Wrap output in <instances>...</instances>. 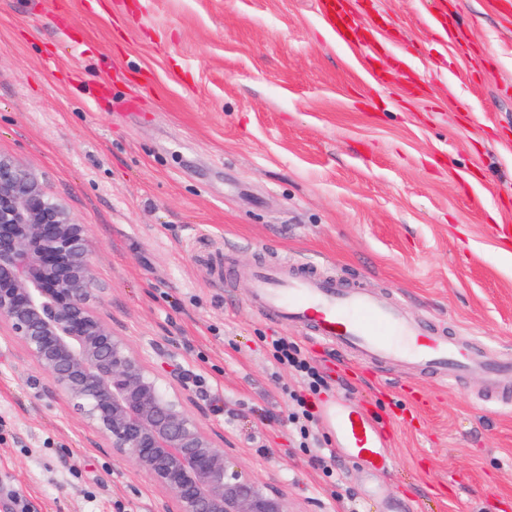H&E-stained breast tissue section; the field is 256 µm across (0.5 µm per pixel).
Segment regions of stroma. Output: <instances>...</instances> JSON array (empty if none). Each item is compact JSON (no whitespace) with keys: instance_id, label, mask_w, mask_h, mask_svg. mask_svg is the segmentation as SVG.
I'll use <instances>...</instances> for the list:
<instances>
[{"instance_id":"stroma-1","label":"stroma","mask_w":512,"mask_h":512,"mask_svg":"<svg viewBox=\"0 0 512 512\" xmlns=\"http://www.w3.org/2000/svg\"><path fill=\"white\" fill-rule=\"evenodd\" d=\"M0 0V155L85 225L98 312L227 458L288 512H512V0H350L377 17L348 44L319 0ZM324 261L482 356L443 386L359 367L263 315L256 264ZM285 336L385 434L390 469L337 457L288 422ZM34 512H167L0 332V497Z\"/></svg>"}]
</instances>
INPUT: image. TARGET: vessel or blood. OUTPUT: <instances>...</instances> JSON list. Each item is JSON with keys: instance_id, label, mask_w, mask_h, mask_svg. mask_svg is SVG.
I'll return each mask as SVG.
<instances>
[{"instance_id": "1", "label": "vessel or blood", "mask_w": 512, "mask_h": 512, "mask_svg": "<svg viewBox=\"0 0 512 512\" xmlns=\"http://www.w3.org/2000/svg\"><path fill=\"white\" fill-rule=\"evenodd\" d=\"M328 26L343 41L363 29L344 0H320ZM255 307L276 321L299 328L319 342L345 349L365 364L405 362L440 382H459L482 362L449 337L410 321L402 308L363 288H343L288 258L254 268L250 280ZM325 418L339 453L365 461L376 471L388 465L384 439L373 422L349 403L329 406Z\"/></svg>"}]
</instances>
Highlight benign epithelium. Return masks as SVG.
<instances>
[{
  "instance_id": "benign-epithelium-1",
  "label": "benign epithelium",
  "mask_w": 512,
  "mask_h": 512,
  "mask_svg": "<svg viewBox=\"0 0 512 512\" xmlns=\"http://www.w3.org/2000/svg\"><path fill=\"white\" fill-rule=\"evenodd\" d=\"M85 227L0 156V327L72 410L173 497L172 512H288L229 463L178 393L101 320Z\"/></svg>"
}]
</instances>
